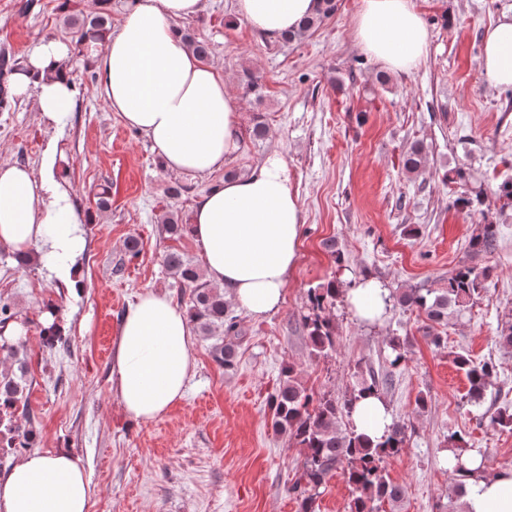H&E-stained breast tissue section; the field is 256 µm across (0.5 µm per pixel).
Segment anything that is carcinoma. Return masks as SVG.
Here are the masks:
<instances>
[{
  "label": "carcinoma",
  "instance_id": "cac0c4a2",
  "mask_svg": "<svg viewBox=\"0 0 512 512\" xmlns=\"http://www.w3.org/2000/svg\"><path fill=\"white\" fill-rule=\"evenodd\" d=\"M319 12L305 21L294 32L282 36L286 42L299 39L318 28L324 19L336 11V0H321ZM67 21L77 44L96 39L109 30L110 17L104 12L89 15L69 14ZM200 62L209 61L212 49L206 41L184 33ZM18 62L10 56L0 57V110L11 108L7 75ZM426 162L423 145L416 144L403 156V168L408 174L420 172ZM164 231L180 238L190 232V225L179 215L167 214L162 221ZM498 226L492 221L478 225L469 240L468 252L473 257L484 256L495 250ZM163 264L171 277L190 290L189 317L198 332L213 340L210 353L224 370L237 365V346L243 337L240 317L235 314L224 291L211 286L202 269L176 250L167 252ZM489 268L474 262H465L448 273L445 288L409 289L395 295L396 303L406 309H417L426 316L425 335L462 315L484 291ZM343 281L331 277L308 291V313L302 319L312 352L327 359L336 352V323L330 317L341 293ZM389 367L397 369L408 359V339L395 336L389 341ZM17 370L0 373V460L30 447L33 430L16 424L18 413H28L26 390V362L17 358ZM453 363L466 375L469 389L466 403H482L497 373L492 359H474L464 351L454 353ZM282 378L271 399L272 423L275 431L289 435L304 451L301 473L292 487L300 501L301 512H316V499L320 489L336 472L343 470L353 488L348 512H384V504L400 503L405 495L402 486L393 483L385 473V460L399 455L407 442V426L393 422L389 435L373 443L358 433L349 417L354 405L366 395H381L390 382V373L379 374L369 368L357 366L351 375L352 383L343 397L329 392L319 396L307 392L298 379L294 366L282 368ZM469 448L466 434L455 431L448 435L446 450L454 455L456 465L451 470L454 494L449 496L448 512H460L457 496L462 494L461 479L468 469L462 456Z\"/></svg>",
  "mask_w": 512,
  "mask_h": 512
}]
</instances>
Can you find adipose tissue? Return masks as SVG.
I'll use <instances>...</instances> for the list:
<instances>
[{
    "label": "adipose tissue",
    "instance_id": "1",
    "mask_svg": "<svg viewBox=\"0 0 512 512\" xmlns=\"http://www.w3.org/2000/svg\"><path fill=\"white\" fill-rule=\"evenodd\" d=\"M319 0H234V12L271 38L313 16ZM202 0H133L116 30L92 44L109 108L158 149L165 170L208 176L240 150L241 112L217 68L202 65L176 28L196 16ZM354 40L373 62L394 73L418 69L429 53L428 29L415 0H361ZM67 43L45 39L11 74L14 97L33 100L42 122L65 126L74 92ZM484 81L512 86V12L485 34ZM87 216L65 179L0 162V246L36 252L48 276L83 288L80 258ZM302 209L288 162L272 152L248 175L206 190L190 217L191 234L209 283L253 318L279 309L299 259ZM388 291L367 279L347 294L354 316L368 324L386 316ZM195 367L192 325L167 295L140 294L126 313L112 353V384L124 411L147 423L184 394ZM358 432L381 440L393 422L385 403L360 400L352 414ZM463 512H512V469L489 472L468 461ZM91 487L68 451L24 454L0 477V512H89Z\"/></svg>",
    "mask_w": 512,
    "mask_h": 512
}]
</instances>
